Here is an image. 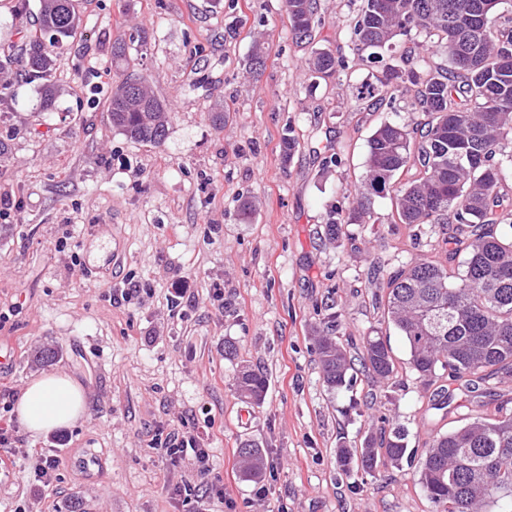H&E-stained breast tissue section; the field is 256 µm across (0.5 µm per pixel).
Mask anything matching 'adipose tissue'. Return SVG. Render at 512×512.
I'll return each instance as SVG.
<instances>
[{
    "label": "adipose tissue",
    "mask_w": 512,
    "mask_h": 512,
    "mask_svg": "<svg viewBox=\"0 0 512 512\" xmlns=\"http://www.w3.org/2000/svg\"><path fill=\"white\" fill-rule=\"evenodd\" d=\"M85 411V394L68 374L56 372L32 380L18 404L20 422L31 435L72 425Z\"/></svg>",
    "instance_id": "obj_1"
}]
</instances>
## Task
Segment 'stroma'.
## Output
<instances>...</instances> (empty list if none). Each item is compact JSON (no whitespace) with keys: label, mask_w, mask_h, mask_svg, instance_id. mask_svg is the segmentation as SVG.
I'll return each mask as SVG.
<instances>
[{"label":"stroma","mask_w":512,"mask_h":512,"mask_svg":"<svg viewBox=\"0 0 512 512\" xmlns=\"http://www.w3.org/2000/svg\"><path fill=\"white\" fill-rule=\"evenodd\" d=\"M0 0V48L21 44L29 13ZM363 0H319L323 24L298 42L283 0H75L76 37L54 49L58 99L38 108L20 56L0 113V426L18 431L0 448V512H195L170 485L196 482L190 462L171 463L159 440L200 435L224 479L218 512H432L415 463H384L375 476L339 475L336 448L403 426L409 450L461 427L482 409L455 395L447 410L407 365L400 333L374 303L378 271L448 258L440 225L394 221L391 196L369 202L371 219L333 242L335 205L365 176L367 141L381 122H423L407 99L364 111L353 88L381 75L362 62L353 26ZM268 50L248 71L255 43ZM126 55L114 60L115 46ZM329 48L346 74L315 78L308 60ZM142 78L170 111L158 146L113 127L115 81ZM223 103L217 127L210 114ZM298 146L283 155V139ZM252 202L249 212L240 199ZM140 290L120 293L129 282ZM345 335L378 327L397 372L359 374L329 394L313 346L329 307ZM234 354H226L225 345ZM52 360H40L44 349ZM263 371L261 403L241 398L235 376ZM63 371L84 387L75 426L34 436L20 429L14 394ZM372 397L364 413L352 399ZM261 448V478H244L237 451ZM57 458L51 488L35 495L40 456Z\"/></svg>","instance_id":"obj_1"}]
</instances>
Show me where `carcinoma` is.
Instances as JSON below:
<instances>
[{"instance_id": "1", "label": "carcinoma", "mask_w": 512, "mask_h": 512, "mask_svg": "<svg viewBox=\"0 0 512 512\" xmlns=\"http://www.w3.org/2000/svg\"><path fill=\"white\" fill-rule=\"evenodd\" d=\"M508 0H364L354 26L357 50L375 61L398 54L383 77L355 87L368 110H379L407 95L427 120L410 129L380 124L368 141L366 175L354 189L363 200L389 194L398 224H446L448 263L412 260L387 274L375 303L401 333L409 366L432 389V406L444 410L460 391L472 400L487 397L489 381L512 378V210L500 186L512 174V31H494ZM299 41H311L322 25L318 0H284ZM40 34L23 48L26 76L39 82L40 109L55 107L51 47L76 36L80 20L73 0H41ZM434 38L431 61L419 41L404 48L396 41L411 32ZM311 71L333 78L348 65L329 49L313 53ZM108 112L112 126L127 137L160 145L169 112L146 87L128 76L112 89ZM363 203L334 208L326 225L331 239L345 224L362 223ZM465 255L456 267V258ZM340 334L337 313L324 318L316 337L321 379L326 391L350 390L352 357ZM363 371L388 379L395 360L387 337L373 330L361 338L357 353ZM448 373L454 388L435 386L437 370ZM237 393L253 402L263 398L267 376L242 369ZM410 452L403 430L387 424L358 446L336 450L339 473L374 475L382 459L394 464ZM243 472L256 477L263 467L259 449H238ZM418 481L435 512H512V412L504 405L464 426L432 436L418 460Z\"/></svg>"}]
</instances>
